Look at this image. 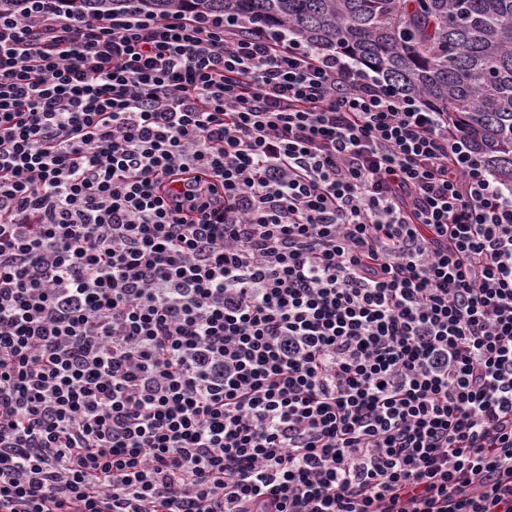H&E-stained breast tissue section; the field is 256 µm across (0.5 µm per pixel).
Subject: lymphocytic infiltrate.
<instances>
[{"label": "lymphocytic infiltrate", "mask_w": 512, "mask_h": 512, "mask_svg": "<svg viewBox=\"0 0 512 512\" xmlns=\"http://www.w3.org/2000/svg\"><path fill=\"white\" fill-rule=\"evenodd\" d=\"M0 512H512V188L285 29L19 0Z\"/></svg>", "instance_id": "f902f5d3"}]
</instances>
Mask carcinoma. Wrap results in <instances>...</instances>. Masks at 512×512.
Instances as JSON below:
<instances>
[{
  "instance_id": "1",
  "label": "carcinoma",
  "mask_w": 512,
  "mask_h": 512,
  "mask_svg": "<svg viewBox=\"0 0 512 512\" xmlns=\"http://www.w3.org/2000/svg\"><path fill=\"white\" fill-rule=\"evenodd\" d=\"M78 13L123 0H73ZM237 14L354 58L406 95L464 126L473 149L512 186V0H140Z\"/></svg>"
}]
</instances>
